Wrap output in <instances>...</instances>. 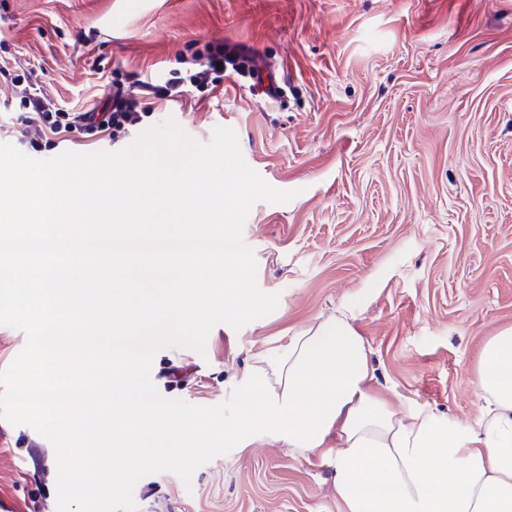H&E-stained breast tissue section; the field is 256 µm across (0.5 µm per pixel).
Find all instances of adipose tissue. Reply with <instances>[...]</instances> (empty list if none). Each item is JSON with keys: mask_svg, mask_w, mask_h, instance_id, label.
<instances>
[{"mask_svg": "<svg viewBox=\"0 0 512 512\" xmlns=\"http://www.w3.org/2000/svg\"><path fill=\"white\" fill-rule=\"evenodd\" d=\"M370 356L343 312L256 356L238 447L260 432L288 454L330 460L345 512H512V327L482 347L483 412L465 424L374 394Z\"/></svg>", "mask_w": 512, "mask_h": 512, "instance_id": "1", "label": "adipose tissue"}]
</instances>
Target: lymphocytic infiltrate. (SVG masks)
Wrapping results in <instances>:
<instances>
[{"instance_id":"1","label":"lymphocytic infiltrate","mask_w":512,"mask_h":512,"mask_svg":"<svg viewBox=\"0 0 512 512\" xmlns=\"http://www.w3.org/2000/svg\"><path fill=\"white\" fill-rule=\"evenodd\" d=\"M249 72L246 56L240 50L208 44L195 52L190 66L171 70L152 82L144 81L133 73L114 70L108 101L99 112L60 111L30 85L24 87L21 103L27 112L28 123L38 134L76 131L92 137H116L147 117L148 98L170 96L176 87L200 94L209 93L228 75L244 78Z\"/></svg>"}]
</instances>
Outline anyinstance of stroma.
<instances>
[{
  "label": "stroma",
  "instance_id": "35a3bbf8",
  "mask_svg": "<svg viewBox=\"0 0 512 512\" xmlns=\"http://www.w3.org/2000/svg\"><path fill=\"white\" fill-rule=\"evenodd\" d=\"M208 43L287 57V101L233 78L154 101L143 125L171 118L202 143L232 128L259 178L292 193L257 200L243 228L279 302L216 325L204 352L158 350V393L224 402L255 355L342 309L371 346L375 393L475 421L481 349L512 326V0H0V143L38 159L120 150L135 133L37 137L10 75L32 73L56 108L98 112L113 68L150 79ZM328 474L259 438L188 484L144 476L133 497L138 512H344ZM56 476L52 444L0 418V501L58 512Z\"/></svg>",
  "mask_w": 512,
  "mask_h": 512
}]
</instances>
